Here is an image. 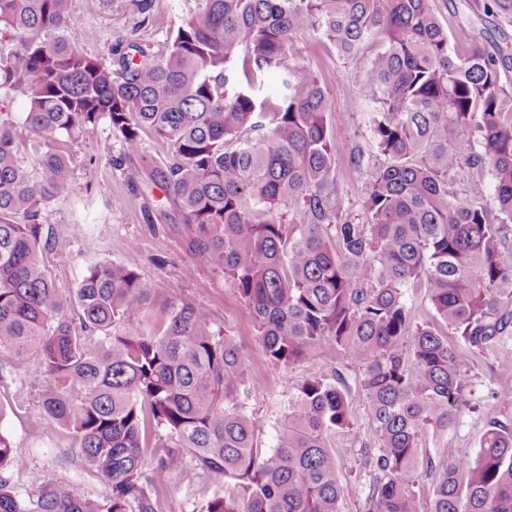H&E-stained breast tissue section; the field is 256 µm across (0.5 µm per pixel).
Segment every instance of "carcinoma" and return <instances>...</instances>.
<instances>
[{
    "label": "carcinoma",
    "mask_w": 512,
    "mask_h": 512,
    "mask_svg": "<svg viewBox=\"0 0 512 512\" xmlns=\"http://www.w3.org/2000/svg\"><path fill=\"white\" fill-rule=\"evenodd\" d=\"M70 2L0 0L11 42L0 94L27 103L22 120H0V351L36 356L43 413L108 492L47 483L21 497L1 477L0 512H157L155 476L191 465L210 486L199 512H341L351 491L329 446L354 432L341 373L293 386L264 452L240 400L250 356L204 308L182 303L161 327L142 325L159 285L117 263L88 268L69 294L57 288L42 257L46 203L75 192L69 144L97 136L104 118L128 155L146 134L166 146L141 180L181 213L190 251L234 283L267 361L288 370L330 342L359 368L379 444L365 452L367 512H512L511 421L490 420L473 459L423 453L429 434L475 408L474 389L466 360L405 300L420 283L471 352L512 373V109L496 57L451 52L431 0H200L165 58L129 41L107 67L62 35ZM312 28L346 57L375 33L387 41L358 87L386 157L369 173L363 224L342 217L325 89L294 61ZM32 141L46 146L39 180L20 164ZM463 165L478 177L459 197L448 175ZM285 208L302 218L291 235ZM22 465L0 433V472ZM424 474L435 475L427 511Z\"/></svg>",
    "instance_id": "1"
}]
</instances>
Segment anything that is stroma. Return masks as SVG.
<instances>
[{"mask_svg": "<svg viewBox=\"0 0 512 512\" xmlns=\"http://www.w3.org/2000/svg\"><path fill=\"white\" fill-rule=\"evenodd\" d=\"M487 0H433V9L448 28L449 47L465 52L483 46L502 59L503 77L512 95V23L486 13ZM199 0H109L92 9L86 0H72L66 34L85 54L111 63L121 42H137L148 57H163L169 39L196 11ZM379 37L364 40L356 57L339 54L333 41L311 30L296 42V61L313 70L324 86L336 132V190L343 215L363 222V203L369 192V170L383 163L367 128L364 100L355 88L364 63L383 51ZM77 191L66 199L49 202V226L56 235L47 255L58 288L76 287L90 266L102 262L127 265L141 277L159 283L160 292L144 310L141 321L167 320L174 304L189 302L205 308L214 330L229 336L251 356V374L243 399L254 417L262 447L275 443L279 423L291 398V382L309 374L333 379L343 374L353 392L350 415L355 436L332 435L338 477L354 489L342 512H365L366 493L361 484V451L377 448L368 405L355 386L358 369L327 344L316 356L292 372L268 363L257 343L258 330L247 305L221 269L205 257L192 254L185 226L160 189L147 186L138 174L163 158V144L144 136L140 152L126 156L122 142L108 122H101L97 138L73 143ZM472 382L481 400L475 412L463 413L447 432L427 437L423 448L432 457H475L479 439L491 418L512 421V375L501 374L494 356L467 354ZM33 358L23 360L0 353V433L6 435L23 468L7 478L22 495L50 481L65 483L79 496H101L105 486L94 471L82 467L67 432L47 418L29 376ZM206 487L201 470L191 468L175 478H160L153 492L159 512H198Z\"/></svg>", "mask_w": 512, "mask_h": 512, "instance_id": "1", "label": "stroma"}]
</instances>
